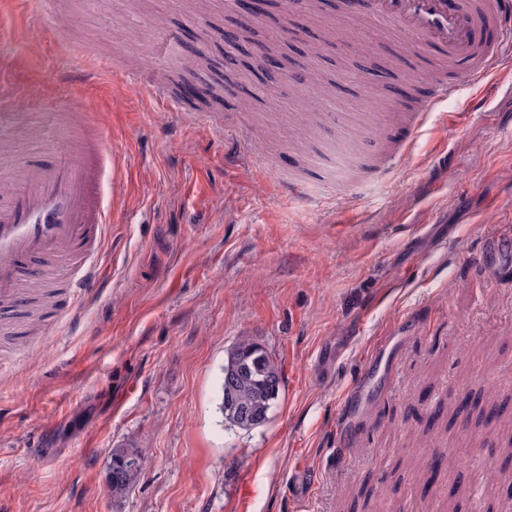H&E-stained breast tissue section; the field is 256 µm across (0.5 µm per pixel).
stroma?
Here are the masks:
<instances>
[{
  "label": "stroma",
  "mask_w": 512,
  "mask_h": 512,
  "mask_svg": "<svg viewBox=\"0 0 512 512\" xmlns=\"http://www.w3.org/2000/svg\"><path fill=\"white\" fill-rule=\"evenodd\" d=\"M278 2L254 42L275 43L284 69L262 85L235 73L254 89L244 109L224 81L234 0H0V92L29 104L12 124L91 104L122 155L106 278L65 315L67 290L33 299L40 335L25 332L30 309L9 315L19 335H0V512H512V276L480 261L487 234L512 233V63L464 87L467 118L443 104L389 173L372 159L398 125L359 140L343 180L360 190L291 202L273 178L316 177L309 157L335 136L325 113L391 112L424 87L393 31L371 51L337 11L284 17ZM197 50L211 66L188 65ZM92 57L104 74L74 81ZM145 68L175 97L193 74L198 111L223 132L143 99L131 75ZM310 68L337 88L306 125L295 92ZM393 336L392 390L374 382L376 405L337 447L346 388ZM243 338L284 376L250 432L218 409ZM120 445L144 463L116 497Z\"/></svg>",
  "instance_id": "stroma-1"
}]
</instances>
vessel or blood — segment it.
Here are the masks:
<instances>
[{
	"label": "vessel or blood",
	"mask_w": 512,
	"mask_h": 512,
	"mask_svg": "<svg viewBox=\"0 0 512 512\" xmlns=\"http://www.w3.org/2000/svg\"><path fill=\"white\" fill-rule=\"evenodd\" d=\"M369 16L396 31L411 54L441 52L426 93L404 114L408 145L462 82L481 83L512 62V0H371ZM483 27L496 31L495 40H475V31ZM60 117V112L48 113L36 127L37 143L55 137L70 145L49 168L31 161L14 134L0 132V303L15 300L35 281L58 277L67 279L77 303L101 274L98 256L112 222L101 188L117 155L90 110L76 114L74 129ZM30 256L44 258V266L25 271L22 260ZM367 381L360 376L348 390L344 422L354 424L366 415Z\"/></svg>",
	"instance_id": "1"
}]
</instances>
